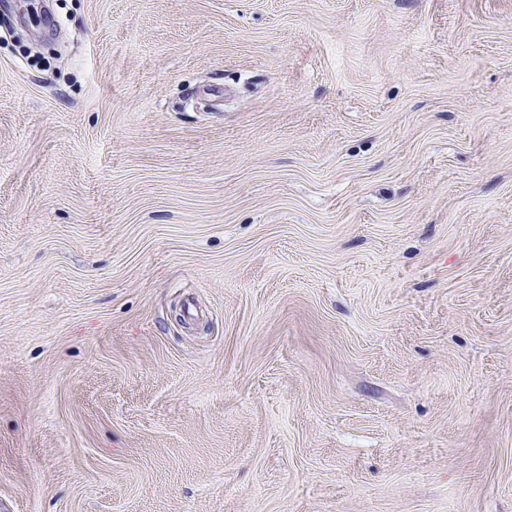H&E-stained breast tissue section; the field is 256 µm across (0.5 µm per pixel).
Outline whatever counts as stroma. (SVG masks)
Masks as SVG:
<instances>
[{
    "mask_svg": "<svg viewBox=\"0 0 512 512\" xmlns=\"http://www.w3.org/2000/svg\"><path fill=\"white\" fill-rule=\"evenodd\" d=\"M0 512H512V0H0Z\"/></svg>",
    "mask_w": 512,
    "mask_h": 512,
    "instance_id": "35a3bbf8",
    "label": "stroma"
}]
</instances>
